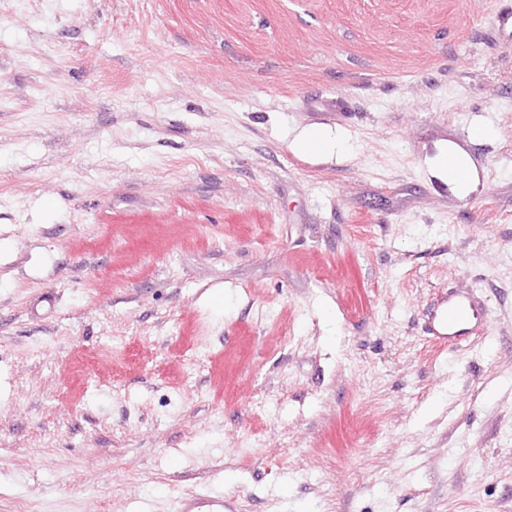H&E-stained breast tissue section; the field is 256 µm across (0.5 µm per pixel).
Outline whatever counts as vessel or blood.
<instances>
[{"instance_id":"b4317fda","label":"vessel or blood","mask_w":512,"mask_h":512,"mask_svg":"<svg viewBox=\"0 0 512 512\" xmlns=\"http://www.w3.org/2000/svg\"><path fill=\"white\" fill-rule=\"evenodd\" d=\"M485 324V308L468 293L452 291L432 313L428 330L435 339L447 343L478 334Z\"/></svg>"}]
</instances>
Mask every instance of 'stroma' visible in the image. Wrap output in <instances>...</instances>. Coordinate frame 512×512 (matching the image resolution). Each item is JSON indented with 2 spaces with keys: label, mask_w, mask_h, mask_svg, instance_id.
Segmentation results:
<instances>
[{
  "label": "stroma",
  "mask_w": 512,
  "mask_h": 512,
  "mask_svg": "<svg viewBox=\"0 0 512 512\" xmlns=\"http://www.w3.org/2000/svg\"><path fill=\"white\" fill-rule=\"evenodd\" d=\"M497 5L0 0V512H512ZM294 147L303 153L334 155L343 149L342 140L337 135H329L322 128H308L293 141ZM431 165L435 176L447 183L456 195L465 196L478 184L477 171L469 155L455 144L448 143V147L440 148L431 159ZM464 165H469L473 173L468 188L463 187L458 179L459 170ZM485 324V308L467 292L452 291L432 313L428 330L435 339L447 343L477 335Z\"/></svg>",
  "instance_id": "obj_1"
}]
</instances>
